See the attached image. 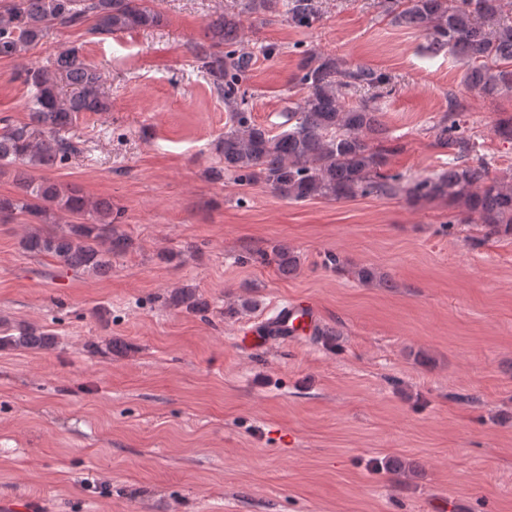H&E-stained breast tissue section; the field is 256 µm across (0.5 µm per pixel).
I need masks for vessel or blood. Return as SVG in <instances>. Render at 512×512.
Returning a JSON list of instances; mask_svg holds the SVG:
<instances>
[{"label":"vessel or blood","mask_w":512,"mask_h":512,"mask_svg":"<svg viewBox=\"0 0 512 512\" xmlns=\"http://www.w3.org/2000/svg\"><path fill=\"white\" fill-rule=\"evenodd\" d=\"M320 327L319 312L311 302L286 303L259 326L247 329L243 340L254 347H263L272 342L288 343L313 336Z\"/></svg>","instance_id":"obj_1"}]
</instances>
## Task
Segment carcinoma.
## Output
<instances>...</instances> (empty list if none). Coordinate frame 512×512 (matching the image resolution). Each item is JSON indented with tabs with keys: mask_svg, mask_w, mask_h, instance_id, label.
<instances>
[{
	"mask_svg": "<svg viewBox=\"0 0 512 512\" xmlns=\"http://www.w3.org/2000/svg\"><path fill=\"white\" fill-rule=\"evenodd\" d=\"M258 16L285 8L288 20L310 28L318 20L315 0H246ZM505 0H386L385 11L396 24L424 32L428 49L451 52L463 70V83L489 100L512 91V21ZM93 20L91 33L114 35L159 25L160 13L147 0H16L0 12V57L21 54L59 27ZM210 50L202 58L217 92L232 110L224 136L217 142L224 171L243 182H261L293 201L316 197L341 200L357 195L409 201L443 198L481 224L483 235L471 239L512 238V178L491 176L489 163L477 157L475 135L461 119L457 98L448 94V113L434 125L435 144L448 152V168L409 179L388 169L390 149L377 100L393 91L391 77L367 65L350 66L331 56L302 54L294 77L301 97L281 113L286 129L278 134L238 107L239 82L251 58L232 49L239 21L226 13L208 24ZM20 78L29 88V120L0 128V165H12L18 193L0 198V219L16 214L46 225L20 241L29 255H46L73 271L104 275L111 258L129 250L132 240L119 232L120 213L112 200H90L76 185L62 186L45 172L77 153L65 136L85 112H109L111 100L95 66L74 49L57 52L47 67L27 68ZM369 96L346 104L352 92ZM63 215L76 224H50ZM284 275L295 273L298 257L286 246L274 248ZM170 306L199 311L205 303L193 288H175ZM55 334L42 326L0 324V350H49Z\"/></svg>",
	"mask_w": 512,
	"mask_h": 512,
	"instance_id": "carcinoma-1",
	"label": "carcinoma"
}]
</instances>
